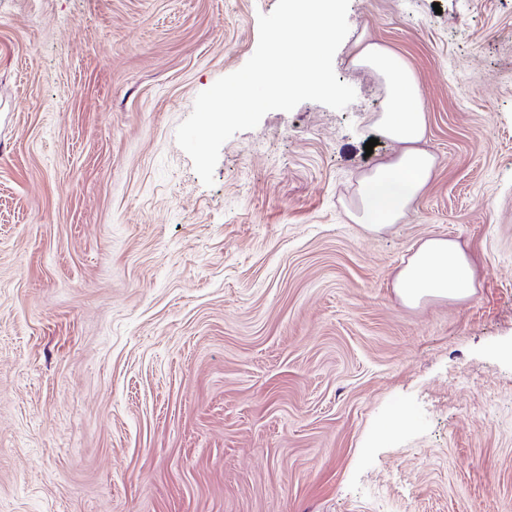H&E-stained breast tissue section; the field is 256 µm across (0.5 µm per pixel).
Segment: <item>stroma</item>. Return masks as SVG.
<instances>
[{
    "label": "stroma",
    "instance_id": "stroma-1",
    "mask_svg": "<svg viewBox=\"0 0 512 512\" xmlns=\"http://www.w3.org/2000/svg\"><path fill=\"white\" fill-rule=\"evenodd\" d=\"M276 3L0 0V512H512V0H350L355 101L268 112L205 186L176 128ZM359 41L436 158L380 234ZM430 238L470 297L397 295Z\"/></svg>",
    "mask_w": 512,
    "mask_h": 512
}]
</instances>
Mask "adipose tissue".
I'll list each match as a JSON object with an SVG mask.
<instances>
[{"mask_svg": "<svg viewBox=\"0 0 512 512\" xmlns=\"http://www.w3.org/2000/svg\"><path fill=\"white\" fill-rule=\"evenodd\" d=\"M352 64L375 73L386 87L385 109L377 131L397 146L396 153L376 163L358 182L351 219L379 232L399 223L427 187L436 160L423 149L425 121L413 102L414 77L404 60L377 44H356ZM395 289L405 301L429 297L466 298L474 291L471 261L452 240L422 243L399 271Z\"/></svg>", "mask_w": 512, "mask_h": 512, "instance_id": "obj_1", "label": "adipose tissue"}]
</instances>
